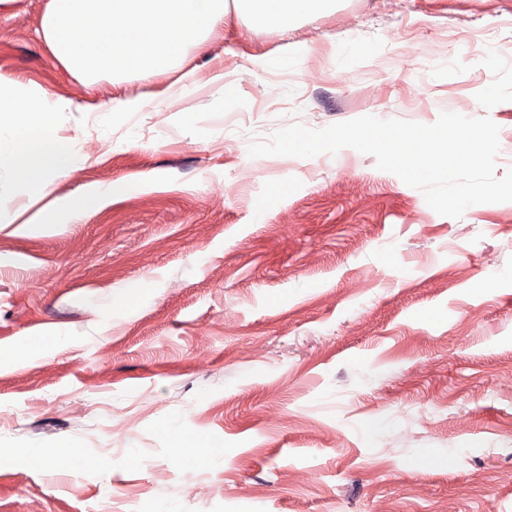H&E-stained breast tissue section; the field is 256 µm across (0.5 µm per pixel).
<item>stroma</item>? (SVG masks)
<instances>
[{
    "label": "stroma",
    "mask_w": 512,
    "mask_h": 512,
    "mask_svg": "<svg viewBox=\"0 0 512 512\" xmlns=\"http://www.w3.org/2000/svg\"><path fill=\"white\" fill-rule=\"evenodd\" d=\"M46 4L0 10V72L84 106L56 196L119 191L0 226V512H512V202L454 219L351 148L248 154L294 123L482 113L504 174L512 0L230 15L188 57L202 87L135 114L108 106L141 81L52 56Z\"/></svg>",
    "instance_id": "1"
}]
</instances>
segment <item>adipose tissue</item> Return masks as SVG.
<instances>
[{
    "instance_id": "adipose-tissue-1",
    "label": "adipose tissue",
    "mask_w": 512,
    "mask_h": 512,
    "mask_svg": "<svg viewBox=\"0 0 512 512\" xmlns=\"http://www.w3.org/2000/svg\"><path fill=\"white\" fill-rule=\"evenodd\" d=\"M74 109L70 100L50 99L34 85L0 73V184L23 186L28 197L21 205L15 195L0 192V224H15L24 216L33 224H67L91 205L111 200L110 184L62 200L52 196L77 158L57 137L55 117Z\"/></svg>"
}]
</instances>
